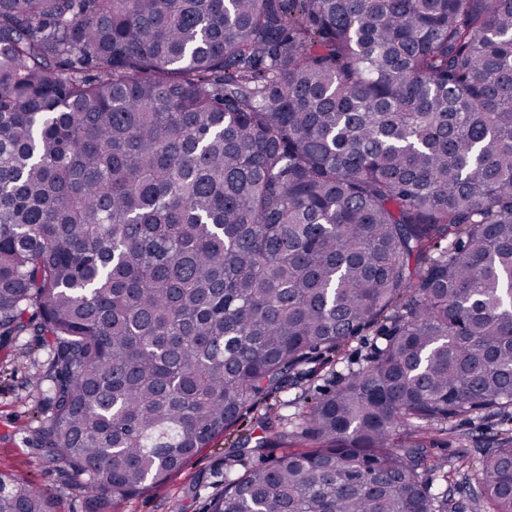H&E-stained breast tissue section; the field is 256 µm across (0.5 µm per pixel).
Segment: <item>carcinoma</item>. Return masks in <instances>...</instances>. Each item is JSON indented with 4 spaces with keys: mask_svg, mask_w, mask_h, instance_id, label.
<instances>
[{
    "mask_svg": "<svg viewBox=\"0 0 512 512\" xmlns=\"http://www.w3.org/2000/svg\"><path fill=\"white\" fill-rule=\"evenodd\" d=\"M208 512H464L434 425L512 405V0H0V336L107 502L322 354ZM512 512V438L471 473ZM0 512H54L0 473ZM380 341L379 336H374L373 333L350 339L340 354L334 353L329 356V360L324 363L316 376L304 377L297 385L288 386V389L279 394L277 413L282 421L277 430L288 436L275 438L274 435H270L274 440L271 448H276L274 450L276 453L281 451L285 443H292L294 440L292 436L295 433L294 422L296 417L305 410L302 393L305 390L311 394L317 393L319 389H327L335 382L337 384L349 371L366 364L373 346Z\"/></svg>",
    "mask_w": 512,
    "mask_h": 512,
    "instance_id": "1",
    "label": "carcinoma"
}]
</instances>
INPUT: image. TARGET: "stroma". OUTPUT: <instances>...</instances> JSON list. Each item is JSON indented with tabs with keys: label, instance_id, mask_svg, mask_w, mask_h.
Here are the masks:
<instances>
[{
	"label": "stroma",
	"instance_id": "35a3bbf8",
	"mask_svg": "<svg viewBox=\"0 0 512 512\" xmlns=\"http://www.w3.org/2000/svg\"><path fill=\"white\" fill-rule=\"evenodd\" d=\"M377 341L374 335L350 339L341 353L330 355L317 375L303 378L280 393V435L273 441L274 448H283L287 436L294 434V422L304 409L303 392L315 393L340 382L349 371L366 363ZM47 360V348L32 336L0 337V472L42 489L55 512H206L209 500L224 489L229 473L227 449L250 436L254 416L267 411L265 403H258L252 418L215 438L179 472L112 505L93 499L75 472L63 463L46 461L32 445L34 430L48 408ZM505 428L512 429V406L494 418L480 411L454 418L447 430L436 426L429 429L431 454L452 465L482 459L499 448V432Z\"/></svg>",
	"mask_w": 512,
	"mask_h": 512
}]
</instances>
